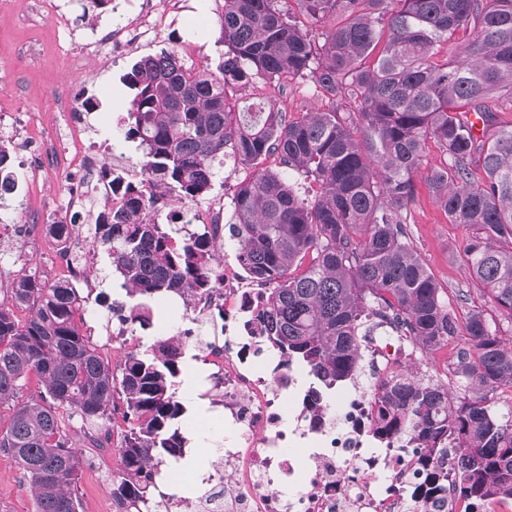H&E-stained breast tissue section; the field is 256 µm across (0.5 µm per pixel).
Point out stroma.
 Wrapping results in <instances>:
<instances>
[{
	"label": "stroma",
	"mask_w": 512,
	"mask_h": 512,
	"mask_svg": "<svg viewBox=\"0 0 512 512\" xmlns=\"http://www.w3.org/2000/svg\"><path fill=\"white\" fill-rule=\"evenodd\" d=\"M65 15V25L53 20H31L22 11L0 0V133L25 130L32 137L31 146L24 151L16 170L18 178L30 177L32 161H39L44 171L38 194L27 187H19L7 216H0V233L10 240V251L5 261L15 263L17 270L34 274L47 281L58 280L53 270L54 251L51 241L31 239L21 233L27 224H50L55 218L66 216L67 169L54 159L52 136L61 112L58 90L68 84L77 101H89L84 142L119 141L116 157L107 163L125 171L140 170L142 151L136 142L124 141L120 120L126 114L129 91L122 82L128 66L141 56L158 54L168 48L176 51L186 64L196 68L215 69L224 57L221 41L220 17L224 0H188L180 12L169 13L161 43L143 45L120 61L99 50L76 62L72 45L94 40L97 32L106 26L128 20L124 0H110L104 8L85 9V0H57ZM34 47L31 56H23V47ZM249 97L274 98L281 111L288 116L320 107L322 100L312 84L291 81L286 90L277 91L257 84L247 91ZM252 166L225 159L216 167L213 186L205 199L198 202L201 211H209L213 204L229 206L238 182L249 176ZM417 199L411 210L408 230L429 270L448 293V306L458 318L468 312L484 311L488 318H498L499 312L484 294L480 285L472 282L463 266V252L468 232L462 226L449 223L435 203L424 176H417ZM93 288H81L90 314L106 321L107 304L125 299L121 281L112 269L102 248H95L91 272ZM65 431L79 453L80 512H101L110 497V484L118 462L116 454L95 448L91 437L94 426L81 422L79 417L61 411ZM0 512H36L34 499L26 485L23 473L14 459L0 452Z\"/></svg>",
	"instance_id": "stroma-1"
}]
</instances>
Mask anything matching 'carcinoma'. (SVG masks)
Segmentation results:
<instances>
[{
  "instance_id": "obj_1",
  "label": "carcinoma",
  "mask_w": 512,
  "mask_h": 512,
  "mask_svg": "<svg viewBox=\"0 0 512 512\" xmlns=\"http://www.w3.org/2000/svg\"><path fill=\"white\" fill-rule=\"evenodd\" d=\"M462 33L458 55L442 54ZM221 40L215 72L164 50L123 74V138L139 142L143 172L165 194L195 202L224 155L256 167L233 190L228 234L247 276L273 285L262 310L268 341L325 386L360 370L376 316L424 352L461 344L446 380L405 367L379 388L383 429L433 455L454 440L462 499L512 497V410L490 409L496 391L512 387V342L481 311L458 321L406 228L432 142L443 161L427 175L430 193L470 231L466 271L512 321V123L499 122L512 112V0H224ZM295 79L310 81L327 107L289 120L273 100L229 103L234 88ZM471 113L494 127L482 140ZM10 157L1 140L0 206L14 188ZM117 189L123 205L97 214L93 240L135 300L132 321L149 327L144 300L218 286L214 228L178 241L153 217L160 198ZM49 232L66 243L76 222ZM6 294L0 404L16 401L31 374L39 392L15 405L0 451L28 477L37 512H79L78 456L58 409L101 428L117 396L128 430L110 493L131 512H153V469L184 447L171 432L184 413L179 371L154 343L128 352L114 375L82 331L85 300L69 280L24 275Z\"/></svg>"
}]
</instances>
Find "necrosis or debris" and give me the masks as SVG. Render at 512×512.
Masks as SVG:
<instances>
[{
	"instance_id": "1",
	"label": "necrosis or debris",
	"mask_w": 512,
	"mask_h": 512,
	"mask_svg": "<svg viewBox=\"0 0 512 512\" xmlns=\"http://www.w3.org/2000/svg\"><path fill=\"white\" fill-rule=\"evenodd\" d=\"M130 21L106 39L113 58L154 42L163 16L156 0H126ZM65 129L55 142L64 166L80 170L83 182L69 208L100 191L102 162L96 151L74 144L85 124L83 112L65 99ZM216 288L183 298L186 328L173 332L168 351L180 360L199 350L210 372L206 391L224 416V445L210 449L203 477L209 494L166 495L165 512H512V498L461 501L449 475L455 449L430 466L411 438L384 435L374 389L330 391L305 378L266 338L259 312L265 285L225 265ZM213 336L197 335L203 323ZM382 335L366 339L375 383L386 380L406 353L408 340L383 324Z\"/></svg>"
}]
</instances>
